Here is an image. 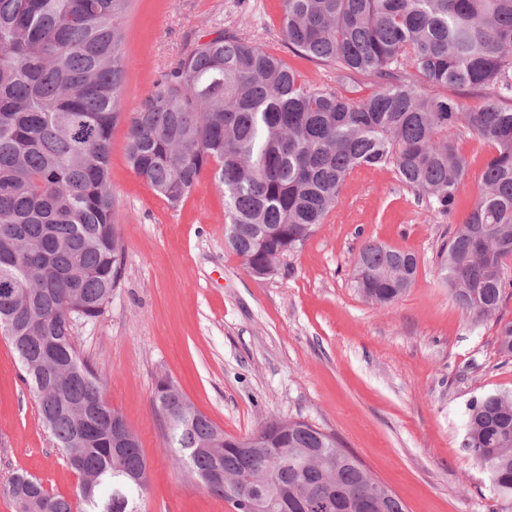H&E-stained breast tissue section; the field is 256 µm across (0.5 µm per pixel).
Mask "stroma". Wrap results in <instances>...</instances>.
Returning a JSON list of instances; mask_svg holds the SVG:
<instances>
[{"instance_id":"obj_1","label":"stroma","mask_w":512,"mask_h":512,"mask_svg":"<svg viewBox=\"0 0 512 512\" xmlns=\"http://www.w3.org/2000/svg\"><path fill=\"white\" fill-rule=\"evenodd\" d=\"M282 14L283 0H131L121 20L124 117L179 55L218 29L265 43L310 85L335 87L332 69L289 50ZM460 148L468 175L452 216L418 203L393 167L362 168L303 249L258 280L225 241L224 193L212 168L172 206L130 168L126 123L117 122L110 178L122 274L104 314L75 322L73 336L148 462L142 512H234L167 448L152 408L162 376L232 436L271 418L335 433L407 512H493V492L462 440L468 404L512 390V359L497 343L499 322L512 321V288L496 316L476 323L442 281L441 244L468 214L492 153L471 134ZM368 239L418 260L413 286L385 307L354 286ZM23 376L0 334V485L24 472L75 499L79 478L54 448Z\"/></svg>"}]
</instances>
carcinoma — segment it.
Wrapping results in <instances>:
<instances>
[{
    "instance_id": "obj_1",
    "label": "carcinoma",
    "mask_w": 512,
    "mask_h": 512,
    "mask_svg": "<svg viewBox=\"0 0 512 512\" xmlns=\"http://www.w3.org/2000/svg\"><path fill=\"white\" fill-rule=\"evenodd\" d=\"M130 0H0V327L34 392L42 423L79 475L77 503L16 474L0 489L16 512H142L146 459L138 439L113 454L123 422L105 381L81 358L73 321L101 317L118 284L123 248L114 224L112 129L128 61L121 18ZM288 48L376 86L366 96L309 85L262 44L219 32L183 53L127 118V160L172 206L214 166L224 190L225 237L249 271L277 272L336 208L361 167L393 166L399 180L448 216L468 165L466 133L492 148L478 194L439 257L449 292L478 323L512 288V0H283ZM480 94L470 105L422 85ZM417 258L366 241L354 267L367 301L388 306L410 288ZM512 358V321L500 325ZM167 447L200 475L216 463L251 477L268 512H337L334 497L377 485L339 443L304 421L270 419L238 438L195 410L168 377L152 397ZM462 447L497 499L512 504V391L476 398ZM323 449V469L290 465ZM372 512H406L397 495Z\"/></svg>"
}]
</instances>
